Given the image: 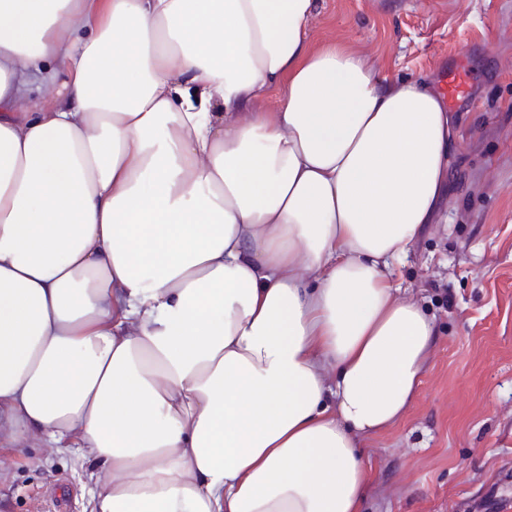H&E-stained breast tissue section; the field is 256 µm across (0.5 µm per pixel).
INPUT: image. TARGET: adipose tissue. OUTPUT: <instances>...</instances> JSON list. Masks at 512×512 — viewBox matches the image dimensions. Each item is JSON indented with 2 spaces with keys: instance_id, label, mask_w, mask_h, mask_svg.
<instances>
[{
  "instance_id": "obj_1",
  "label": "adipose tissue",
  "mask_w": 512,
  "mask_h": 512,
  "mask_svg": "<svg viewBox=\"0 0 512 512\" xmlns=\"http://www.w3.org/2000/svg\"><path fill=\"white\" fill-rule=\"evenodd\" d=\"M315 7L0 0V447L96 462L89 512H359L413 400L448 116Z\"/></svg>"
}]
</instances>
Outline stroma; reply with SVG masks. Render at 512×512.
Listing matches in <instances>:
<instances>
[{
    "mask_svg": "<svg viewBox=\"0 0 512 512\" xmlns=\"http://www.w3.org/2000/svg\"><path fill=\"white\" fill-rule=\"evenodd\" d=\"M340 41L390 85L464 61L474 108L449 113V190L391 270L434 317L405 416L364 442L363 512H512V0H317L309 45ZM0 512H87L70 451L1 448Z\"/></svg>",
    "mask_w": 512,
    "mask_h": 512,
    "instance_id": "stroma-1",
    "label": "stroma"
}]
</instances>
